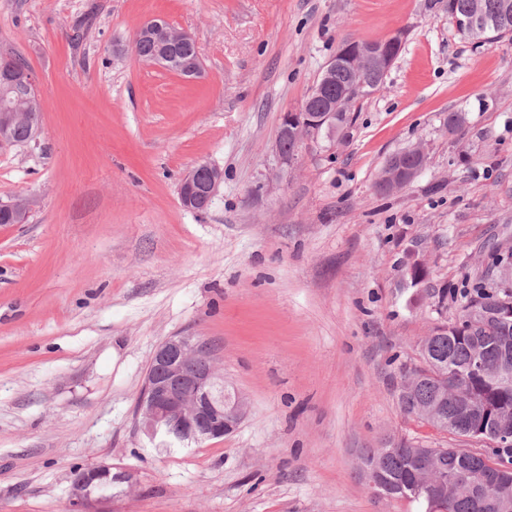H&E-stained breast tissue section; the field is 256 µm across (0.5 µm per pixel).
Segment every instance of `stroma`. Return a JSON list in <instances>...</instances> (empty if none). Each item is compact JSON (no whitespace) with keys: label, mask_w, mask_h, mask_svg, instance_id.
<instances>
[{"label":"stroma","mask_w":512,"mask_h":512,"mask_svg":"<svg viewBox=\"0 0 512 512\" xmlns=\"http://www.w3.org/2000/svg\"><path fill=\"white\" fill-rule=\"evenodd\" d=\"M152 18L192 33L201 78L138 60ZM400 31L351 124L280 164L281 115L342 42ZM1 48L44 111L37 142L0 146V201H33L0 224V512H76L73 470L102 464L130 476L106 512H422L375 497L361 455L481 447L398 395L464 284L512 250V40L461 37L436 0H0ZM413 145L420 176L379 193ZM203 162L224 181L199 215L178 187ZM176 334L206 340L247 403L224 438L163 447L138 429Z\"/></svg>","instance_id":"35a3bbf8"}]
</instances>
